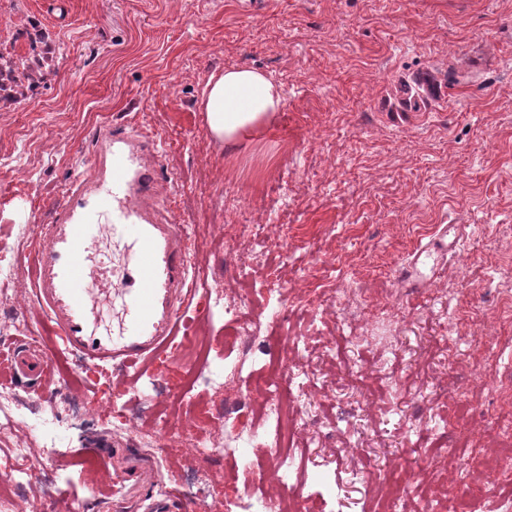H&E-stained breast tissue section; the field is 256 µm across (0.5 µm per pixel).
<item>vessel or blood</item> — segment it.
Segmentation results:
<instances>
[{"label": "vessel or blood", "mask_w": 512, "mask_h": 512, "mask_svg": "<svg viewBox=\"0 0 512 512\" xmlns=\"http://www.w3.org/2000/svg\"><path fill=\"white\" fill-rule=\"evenodd\" d=\"M102 140L94 173L72 183L54 223L39 225L31 240L33 295L55 350L136 375L173 346L181 311L193 305L197 290L184 227L171 221L156 191L157 140L133 128L106 131ZM104 212L126 256L115 282L97 279L88 265ZM98 292L120 300L115 330L101 326L93 305Z\"/></svg>", "instance_id": "vessel-or-blood-1"}]
</instances>
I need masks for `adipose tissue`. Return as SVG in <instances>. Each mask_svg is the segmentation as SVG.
Instances as JSON below:
<instances>
[{
	"instance_id": "adipose-tissue-1",
	"label": "adipose tissue",
	"mask_w": 512,
	"mask_h": 512,
	"mask_svg": "<svg viewBox=\"0 0 512 512\" xmlns=\"http://www.w3.org/2000/svg\"><path fill=\"white\" fill-rule=\"evenodd\" d=\"M210 132L232 143L281 107L278 86L262 71L235 67L211 75L201 101Z\"/></svg>"
}]
</instances>
